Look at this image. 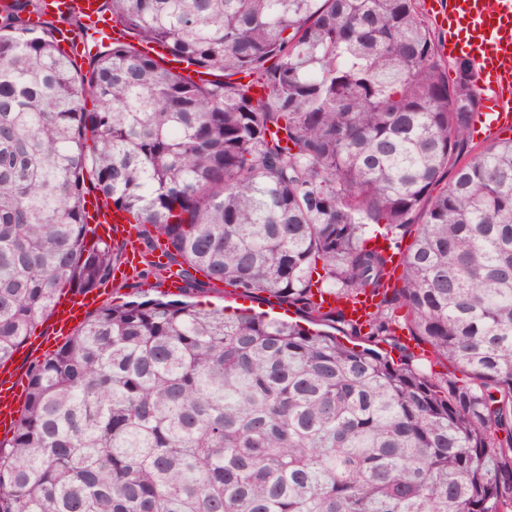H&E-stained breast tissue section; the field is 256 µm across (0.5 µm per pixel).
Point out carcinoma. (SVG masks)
<instances>
[{
    "label": "carcinoma",
    "instance_id": "cac0c4a2",
    "mask_svg": "<svg viewBox=\"0 0 512 512\" xmlns=\"http://www.w3.org/2000/svg\"><path fill=\"white\" fill-rule=\"evenodd\" d=\"M14 2L0 363L122 263L87 241L91 193L167 240L135 277L176 265L188 300L103 305L31 365L0 512H512V140L474 144L470 63L448 83L417 0H104L139 44L221 73L196 81L120 39L84 71ZM314 274L379 302L324 312ZM204 284L375 344L405 328L466 380L191 300Z\"/></svg>",
    "mask_w": 512,
    "mask_h": 512
}]
</instances>
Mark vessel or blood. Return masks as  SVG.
<instances>
[{"label":"vessel or blood","mask_w":512,"mask_h":512,"mask_svg":"<svg viewBox=\"0 0 512 512\" xmlns=\"http://www.w3.org/2000/svg\"><path fill=\"white\" fill-rule=\"evenodd\" d=\"M432 9L444 32L442 52L462 55L472 64L484 85L476 122L486 134L512 130V0H433ZM46 10L58 17L96 22L101 0H48ZM89 239L127 236L129 216L117 209H101L95 197L86 200ZM99 289H76L59 298L52 315V335L64 337L86 314L99 306ZM323 310L342 308L348 319L358 321L371 312L376 300L363 296L342 301L326 293L318 298ZM12 364L0 365V434H11L20 396Z\"/></svg>","instance_id":"vessel-or-blood-1"}]
</instances>
